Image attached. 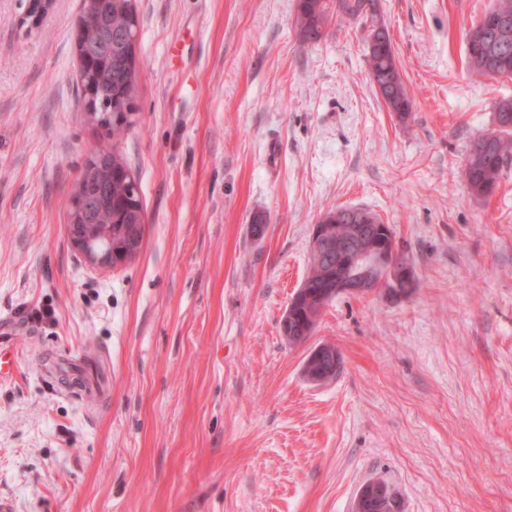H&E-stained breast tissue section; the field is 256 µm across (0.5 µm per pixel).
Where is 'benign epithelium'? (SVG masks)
Returning a JSON list of instances; mask_svg holds the SVG:
<instances>
[{
	"instance_id": "obj_1",
	"label": "benign epithelium",
	"mask_w": 512,
	"mask_h": 512,
	"mask_svg": "<svg viewBox=\"0 0 512 512\" xmlns=\"http://www.w3.org/2000/svg\"><path fill=\"white\" fill-rule=\"evenodd\" d=\"M96 88L81 82V112L89 124L97 122L92 102ZM353 235L348 238H330L326 224L313 226L310 254L319 258L325 253L336 255L335 286L320 293L315 304L305 309L307 318L301 328L298 342L306 341L314 332L317 321L329 302L337 294L355 296L381 295L389 301H403L413 295L418 277L413 262L398 250L390 225L369 223L368 214L356 213ZM140 245L132 237L129 246L120 254L107 252L88 256L99 268H112L127 263ZM307 378L313 383L323 382L341 362L338 350L328 344L317 346L308 355ZM398 500L394 489L378 480H370L357 493L354 512H389Z\"/></svg>"
}]
</instances>
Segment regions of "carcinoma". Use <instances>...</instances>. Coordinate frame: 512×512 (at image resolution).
<instances>
[{
  "mask_svg": "<svg viewBox=\"0 0 512 512\" xmlns=\"http://www.w3.org/2000/svg\"><path fill=\"white\" fill-rule=\"evenodd\" d=\"M133 0H98L91 5V18L104 25L92 46L96 57L90 59L89 79L102 88L103 99L118 107L134 99L141 70L137 67L135 47L123 35L128 25ZM499 23L474 27L466 33L467 61L472 72L480 76L512 78V0H493L489 7ZM336 15L361 22L365 29L369 52L370 77L377 94L389 111L401 121L408 119L414 108L400 72V64L387 27L375 18L374 0H336ZM329 21L326 0H299L296 17L300 36L305 42H317ZM112 26L107 36L105 26ZM496 130L474 139L465 157L464 174L472 197L491 196L499 183L502 168L512 153V100L500 101L495 110ZM128 165L118 154H112V193L96 195L102 172L84 167L81 173V197L90 209L82 210L78 219L99 223L103 234L90 247L98 251H119L125 247L128 226L143 224L145 211L138 182L125 174ZM336 278V261L322 259L310 264L307 290L300 300L297 318L311 304L317 291Z\"/></svg>",
  "mask_w": 512,
  "mask_h": 512,
  "instance_id": "cac0c4a2",
  "label": "carcinoma"
}]
</instances>
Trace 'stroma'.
<instances>
[{
	"mask_svg": "<svg viewBox=\"0 0 512 512\" xmlns=\"http://www.w3.org/2000/svg\"><path fill=\"white\" fill-rule=\"evenodd\" d=\"M0 0V314L22 318L0 383V497L13 512H351L374 478L403 512H512V157L489 198L464 175L512 79L477 77L465 34L491 0H374L414 98L377 96L361 24L303 42L298 0H136L133 124L79 108L73 21ZM137 175L126 265L66 233L87 157ZM339 206L392 226L407 300L342 294L294 345L280 324L314 224ZM264 224L254 234L255 220ZM336 378L303 374L321 344ZM100 386L47 382L50 361Z\"/></svg>",
	"mask_w": 512,
	"mask_h": 512,
	"instance_id": "stroma-1",
	"label": "stroma"
}]
</instances>
